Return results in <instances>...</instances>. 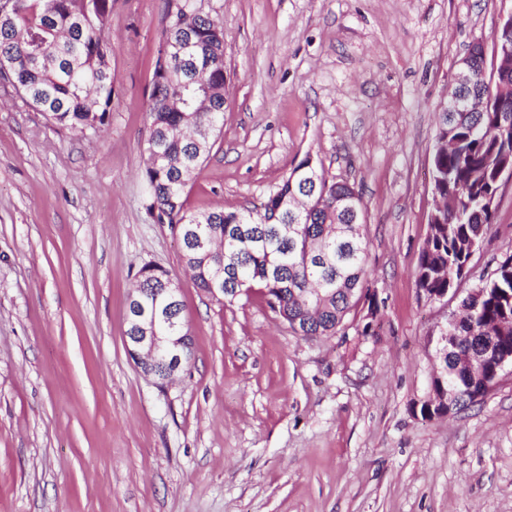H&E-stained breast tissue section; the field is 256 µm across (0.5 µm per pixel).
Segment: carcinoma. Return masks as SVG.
Segmentation results:
<instances>
[{"mask_svg":"<svg viewBox=\"0 0 512 512\" xmlns=\"http://www.w3.org/2000/svg\"><path fill=\"white\" fill-rule=\"evenodd\" d=\"M197 0H165V21L150 94L145 169L148 209L161 224H178L182 260L205 295L218 300L258 289L268 307L302 336H329L361 301L378 307L366 279L365 225L350 224L338 201L355 193L345 181L317 170L318 186L302 185L296 165L260 205L238 211L193 212L186 188L197 177L221 132L224 117L222 23ZM112 0H11L0 10V86L12 88L53 126L77 134L99 132L112 101V67L103 38ZM469 57L477 82L486 59L475 43ZM493 91L499 103L487 112H450L438 135L448 151L433 154L432 173L444 202L433 209L416 274L418 288L439 295L460 288L463 267L494 224L488 200L498 190L499 168L512 167V57L500 59ZM288 198L299 232L281 208ZM169 273L151 265L138 272L128 302L127 333L135 323L167 308ZM461 315L448 323L447 355L436 389L448 390L462 410L485 396L481 377L512 357V255L495 277L470 290Z\"/></svg>","mask_w":512,"mask_h":512,"instance_id":"cac0c4a2","label":"carcinoma"}]
</instances>
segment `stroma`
I'll list each match as a JSON object with an SVG mask.
<instances>
[{
    "mask_svg": "<svg viewBox=\"0 0 512 512\" xmlns=\"http://www.w3.org/2000/svg\"><path fill=\"white\" fill-rule=\"evenodd\" d=\"M224 28V127L186 205L261 203L303 158L359 194L374 333L291 330L258 293L219 302L148 211L163 0H112L102 131L0 89V512H512V372L422 418L458 300L418 288L437 106L512 0H204ZM512 255V182L464 290ZM146 264L181 288L194 358L171 384L125 348Z\"/></svg>",
    "mask_w": 512,
    "mask_h": 512,
    "instance_id": "1",
    "label": "stroma"
}]
</instances>
